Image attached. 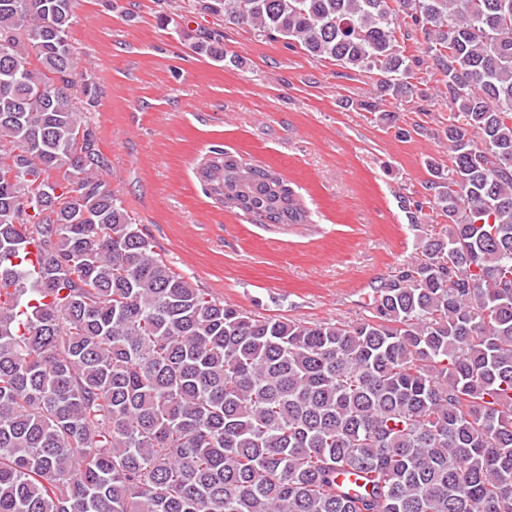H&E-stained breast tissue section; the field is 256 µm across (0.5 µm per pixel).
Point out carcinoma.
<instances>
[{
	"label": "carcinoma",
	"instance_id": "obj_1",
	"mask_svg": "<svg viewBox=\"0 0 512 512\" xmlns=\"http://www.w3.org/2000/svg\"><path fill=\"white\" fill-rule=\"evenodd\" d=\"M191 6L377 71L400 103L424 65L400 41L421 31L451 165L429 163V198L401 208L448 224L357 320L224 302L101 178L74 0H0V512H512V0ZM194 49L224 60L218 39ZM197 174L228 209L310 221L271 167L213 149Z\"/></svg>",
	"mask_w": 512,
	"mask_h": 512
}]
</instances>
